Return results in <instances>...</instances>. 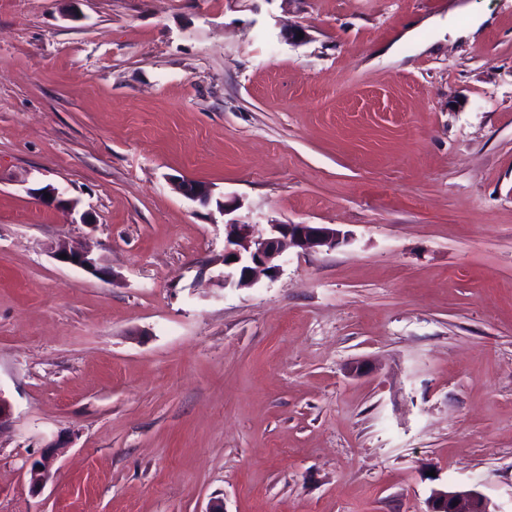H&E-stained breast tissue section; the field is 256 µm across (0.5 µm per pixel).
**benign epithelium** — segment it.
<instances>
[{"label":"benign epithelium","instance_id":"benign-epithelium-1","mask_svg":"<svg viewBox=\"0 0 512 512\" xmlns=\"http://www.w3.org/2000/svg\"><path fill=\"white\" fill-rule=\"evenodd\" d=\"M175 188L185 197L202 205L211 201L210 189L196 181L182 180ZM32 193L47 206L72 205L57 188L46 185L32 190ZM227 238L224 241V256L221 262L224 269L217 276V282L224 289L243 288L253 284L256 275L264 273L276 276L285 256L292 250L309 253L323 247L334 248L348 241V235L334 224H271L264 233H258L255 225L235 216L224 223ZM55 259L80 268L95 277L105 280L111 277L108 268L88 251L78 250L64 244L53 251ZM236 260H230V257ZM60 447L47 446L30 469L32 491L41 489L51 473ZM426 512H494L490 501L477 486L442 485L431 490L427 499Z\"/></svg>","mask_w":512,"mask_h":512}]
</instances>
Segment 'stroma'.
I'll return each mask as SVG.
<instances>
[{"mask_svg": "<svg viewBox=\"0 0 512 512\" xmlns=\"http://www.w3.org/2000/svg\"><path fill=\"white\" fill-rule=\"evenodd\" d=\"M0 394V512H512V0H0ZM259 234L255 225L235 216L224 222L227 238L224 241V269L217 282L224 289L244 288L255 281L257 273L276 276L285 256L291 251L309 253L320 248H335L348 241L345 234L333 224H269ZM235 256V261L229 258ZM61 254H66L67 258H60ZM53 255L59 262L83 269L99 279L105 280L112 275L110 270L102 266L100 260L92 256L88 251L60 244L53 251ZM74 258H77V261H74ZM60 448L56 444L48 445L41 453L40 458L32 463L30 469L32 492H37L41 489L43 482L51 473ZM490 505L488 498L475 485L446 484L431 490L426 512H496L490 509Z\"/></svg>", "mask_w": 512, "mask_h": 512, "instance_id": "35a3bbf8", "label": "stroma"}]
</instances>
